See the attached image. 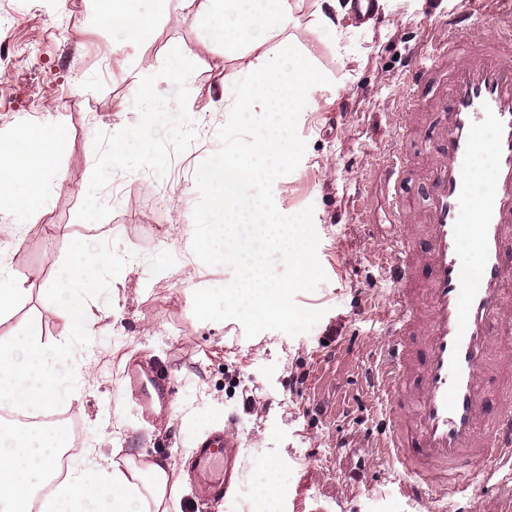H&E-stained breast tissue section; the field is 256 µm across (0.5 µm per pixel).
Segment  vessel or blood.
Instances as JSON below:
<instances>
[{
    "label": "vessel or blood",
    "instance_id": "vessel-or-blood-1",
    "mask_svg": "<svg viewBox=\"0 0 512 512\" xmlns=\"http://www.w3.org/2000/svg\"><path fill=\"white\" fill-rule=\"evenodd\" d=\"M471 15L440 28L414 56L412 87L445 72L430 104L438 149L428 164L423 207L397 194L409 166L402 151L383 161L390 233L382 254L393 285L379 387L389 429L384 462L430 488L438 500L512 481V26L472 40ZM490 139H482L483 130ZM493 158L478 209L470 168ZM480 256L471 275L465 245ZM143 416L169 393L166 378L127 371ZM239 476L231 437L201 439L189 473L204 499L224 498Z\"/></svg>",
    "mask_w": 512,
    "mask_h": 512
}]
</instances>
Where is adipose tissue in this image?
<instances>
[{
	"mask_svg": "<svg viewBox=\"0 0 512 512\" xmlns=\"http://www.w3.org/2000/svg\"><path fill=\"white\" fill-rule=\"evenodd\" d=\"M63 141L60 125L24 128L0 144V201L26 218L33 203H47V172ZM67 448L80 465L48 495H40L44 478ZM169 463L108 461L96 449L73 445L60 431L36 430L0 418V512H170L177 492Z\"/></svg>",
	"mask_w": 512,
	"mask_h": 512,
	"instance_id": "ef3b65f1",
	"label": "adipose tissue"
}]
</instances>
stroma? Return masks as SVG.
<instances>
[{
  "instance_id": "stroma-1",
  "label": "stroma",
  "mask_w": 512,
  "mask_h": 512,
  "mask_svg": "<svg viewBox=\"0 0 512 512\" xmlns=\"http://www.w3.org/2000/svg\"><path fill=\"white\" fill-rule=\"evenodd\" d=\"M470 6L380 0L371 16L342 19L331 40L314 24V0H299L294 45L329 82L311 88L317 108L298 122L306 151L273 193L284 214L314 209L326 280L294 301L323 316L305 334L268 330L250 338L238 320L195 318V291L223 286L233 273L204 264L191 243L200 199L195 171L220 149L224 108L235 101L224 75H248L255 53L211 43L189 0L138 46L92 25V0H0V38L13 49L11 70L0 72V138L28 124L58 123L66 131L47 205L34 206L16 236L0 235V252L26 289L0 316V334L37 318L52 342L68 340L45 293L71 241H106L128 256L108 299L87 302L96 362L91 373L76 374L67 408L81 440L114 462L139 454L174 462L175 512H254L263 465L273 457L283 489L276 512H435L429 491L398 493L397 474L377 456L386 424L370 378L382 332L374 312L391 294L378 260L388 235L382 157L408 150L415 168L404 190L417 199L425 190L419 170L436 143L430 128L398 132L391 119L429 27ZM175 47L193 64L172 89ZM142 83L190 121L177 130L148 129L145 149L112 160V139L141 125ZM160 255L162 278L146 263ZM134 360L164 365L171 375L166 407L148 420L123 392ZM216 430L234 440L241 469L237 486L218 502L198 499L184 479L195 442Z\"/></svg>"
}]
</instances>
